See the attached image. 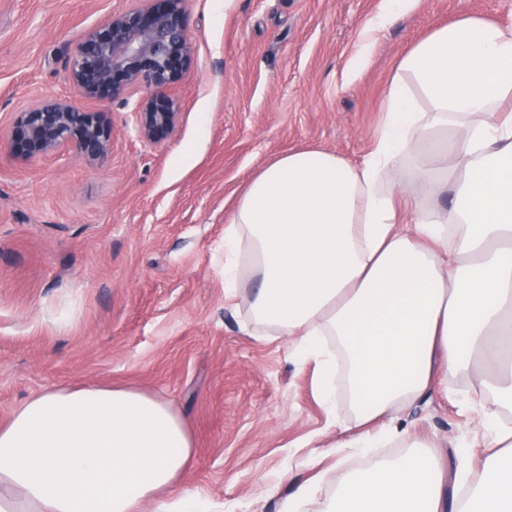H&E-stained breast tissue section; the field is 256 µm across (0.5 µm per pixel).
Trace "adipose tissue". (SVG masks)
Instances as JSON below:
<instances>
[{
	"mask_svg": "<svg viewBox=\"0 0 512 512\" xmlns=\"http://www.w3.org/2000/svg\"><path fill=\"white\" fill-rule=\"evenodd\" d=\"M427 111H420L419 100ZM512 25L466 18L402 57L384 120L358 163L321 150L279 155L252 175L224 231V288L248 301L244 331L287 337L314 361L336 410L341 363L352 420L340 448H374L382 426L447 391L472 364L493 393L486 458L469 498L447 503L425 442L333 480L322 512H512ZM445 209L404 202L405 168ZM192 446L165 402L132 390L42 392L0 425V512H203L184 488Z\"/></svg>",
	"mask_w": 512,
	"mask_h": 512,
	"instance_id": "obj_1",
	"label": "adipose tissue"
}]
</instances>
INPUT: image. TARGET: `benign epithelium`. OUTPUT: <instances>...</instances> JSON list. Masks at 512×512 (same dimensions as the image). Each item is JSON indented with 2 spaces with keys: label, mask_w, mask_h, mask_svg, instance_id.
<instances>
[{
  "label": "benign epithelium",
  "mask_w": 512,
  "mask_h": 512,
  "mask_svg": "<svg viewBox=\"0 0 512 512\" xmlns=\"http://www.w3.org/2000/svg\"><path fill=\"white\" fill-rule=\"evenodd\" d=\"M187 0H132L104 24L83 32L67 60V79L81 99L134 103L136 129L150 143L169 139L181 104L173 95L190 68ZM5 137L23 160L76 150L92 161L112 153L108 112H91L69 99L45 101L16 113Z\"/></svg>",
  "instance_id": "1"
}]
</instances>
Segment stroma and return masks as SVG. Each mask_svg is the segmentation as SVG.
I'll use <instances>...</instances> for the list:
<instances>
[{
    "label": "stroma",
    "mask_w": 512,
    "mask_h": 512,
    "mask_svg": "<svg viewBox=\"0 0 512 512\" xmlns=\"http://www.w3.org/2000/svg\"><path fill=\"white\" fill-rule=\"evenodd\" d=\"M129 0H0V128L65 98L75 38ZM384 0H188L194 62L174 135L151 144L112 103V153L22 160L0 139V424L54 388L130 389L184 421V486L210 512H279L298 484L365 464L335 452L347 403L328 414L314 362L280 336H249L224 295V228L249 177L318 149L360 162L404 54L438 26L512 24V0H418L370 32ZM488 401L473 380L416 401L396 423L434 442L454 498L460 456Z\"/></svg>",
    "instance_id": "1"
}]
</instances>
